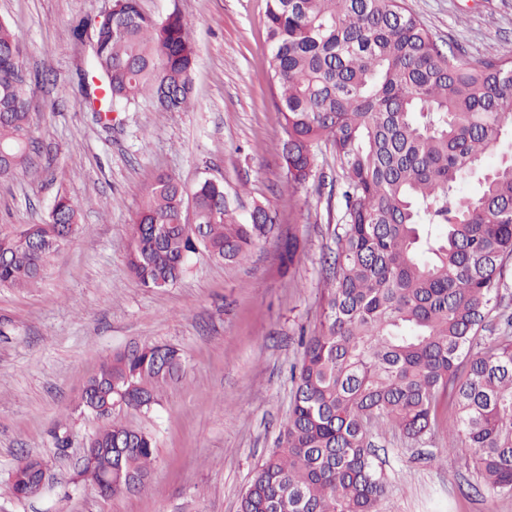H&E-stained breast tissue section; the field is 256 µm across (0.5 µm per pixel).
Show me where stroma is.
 I'll return each instance as SVG.
<instances>
[{
	"label": "stroma",
	"mask_w": 512,
	"mask_h": 512,
	"mask_svg": "<svg viewBox=\"0 0 512 512\" xmlns=\"http://www.w3.org/2000/svg\"><path fill=\"white\" fill-rule=\"evenodd\" d=\"M440 44L471 60L512 53V0H406ZM267 0H140L162 19L180 12L196 45L193 106L163 112L140 103L100 120L85 103L86 45L73 27L112 0H0L35 91L34 175L0 178V228L46 219L58 194L80 207V226L51 256L33 288H0V512H239L256 467L278 446L293 401L298 339L317 328L340 207L336 164L316 150L309 182L288 189L285 133L275 107L265 26ZM165 173L186 187L222 182L239 214L255 205L273 229L236 264L191 255L171 287H142L126 264L133 219ZM300 242L283 270V238ZM167 344L185 360L181 381L146 411L114 415L156 441L150 486L103 497L78 478L97 420L75 409L99 363L128 346ZM448 406L421 445L374 434L387 477L381 512H512L471 462L447 457ZM66 429L67 447L53 433ZM42 461L40 495L19 499L10 476L25 457Z\"/></svg>",
	"instance_id": "1"
}]
</instances>
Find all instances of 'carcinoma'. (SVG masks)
Returning a JSON list of instances; mask_svg holds the SVG:
<instances>
[{"instance_id":"1","label":"carcinoma","mask_w":512,"mask_h":512,"mask_svg":"<svg viewBox=\"0 0 512 512\" xmlns=\"http://www.w3.org/2000/svg\"><path fill=\"white\" fill-rule=\"evenodd\" d=\"M265 23L288 186L306 185L315 149L330 144L341 213L319 325L300 339L288 425L240 512H380L386 480L370 429L423 444L445 399L448 453L512 495V316L492 322L512 262V158L484 169L512 135V55L464 59L405 0H268ZM94 39L108 108H188L195 45L180 15L158 20L139 0H113L112 23ZM35 109L17 37L0 21V150L11 156L0 176L37 171ZM472 178L479 189L463 192ZM192 193L188 224L177 181L161 175L148 191L127 257L143 287L174 285L200 247L238 263L271 229L266 207L238 215L221 183L201 180ZM79 224V206L60 195L47 220L0 231V286L37 285ZM182 378V357L165 344L98 366L75 406L106 421L88 437L82 480L112 497L147 486L154 439L112 418L111 405L148 410ZM42 473L37 458L16 467L12 494L25 497Z\"/></svg>"}]
</instances>
